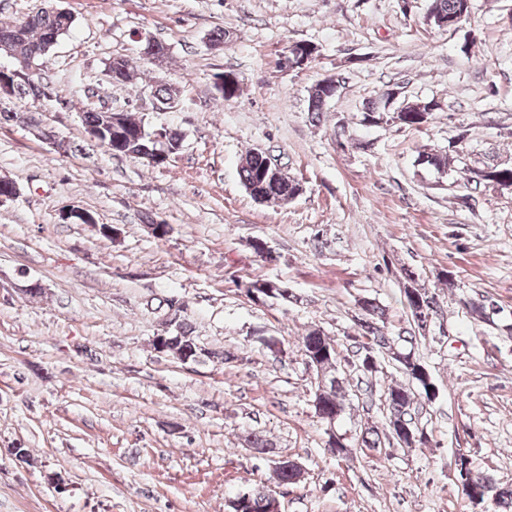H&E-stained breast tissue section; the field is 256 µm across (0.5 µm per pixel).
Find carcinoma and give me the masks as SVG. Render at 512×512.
Masks as SVG:
<instances>
[{"label":"carcinoma","instance_id":"obj_1","mask_svg":"<svg viewBox=\"0 0 512 512\" xmlns=\"http://www.w3.org/2000/svg\"><path fill=\"white\" fill-rule=\"evenodd\" d=\"M470 12V0H429L428 14L440 18L458 17L464 21ZM74 18L69 12H59L50 8L27 16L20 21L0 23V51L9 54L16 62L38 61L44 56L58 39L67 34L72 28ZM118 63V72L111 77V84L117 86L127 83L136 67V62L126 57H114L107 63L112 67ZM17 96L20 99L36 100L46 95L41 83L27 76L18 81ZM388 96L377 100H369L364 104L361 113L362 121L370 124L393 123L406 128L420 129L430 123L433 113L438 109V103L430 101H415L406 112L397 113L388 108ZM329 104L326 88H320L314 95L308 96V113L311 120L319 122L324 117ZM129 131L124 139L115 147L113 154L131 159H141L148 139L140 136L139 128L142 121L132 115H126ZM466 132L459 133L455 139L448 141V147L432 152H421L416 158V166L434 169L440 173L448 172L451 164H462L465 184L473 190L480 188L512 187V167L503 165L498 159L483 158L466 161L465 154ZM269 158L261 151L251 150L242 159L239 176L246 190L259 196L262 201H286L295 192L298 182L291 178H274L268 175ZM402 289L404 301L414 326L409 336L408 347L398 349L399 357L392 359L395 369L402 374L404 380L394 382L384 388L385 416L381 426H371L361 434L358 447L371 451L378 448H393L399 442L393 435V426L399 423L408 424L413 430H418L414 424L415 405L417 401H430V387L434 383H426L424 373L427 368L415 351V338L425 337V327L432 324L436 315L437 300L435 294L418 284L419 275L412 269H402ZM362 317L357 319L355 326L357 334L350 337L359 353L358 365L354 367L355 374L363 380L377 378L383 367L379 354L386 353L395 339L389 335L386 326V309L373 300L361 303ZM174 337L173 348L179 358L197 361L206 356L210 359L226 361L230 353L224 351H207L197 339L191 336L190 330L182 324L172 330ZM299 347L302 351L320 354L331 358L323 364L322 372L325 377L329 394L326 407L322 414H328L333 409L345 410L347 385L351 378L338 372L336 364L340 362L339 343L327 336L322 330L314 328L299 337ZM457 487L461 494L471 503L479 504L488 498L498 504L512 507V489L498 488L490 478L467 468L466 472H457ZM270 490L257 486L239 495L241 512H267Z\"/></svg>","mask_w":512,"mask_h":512}]
</instances>
